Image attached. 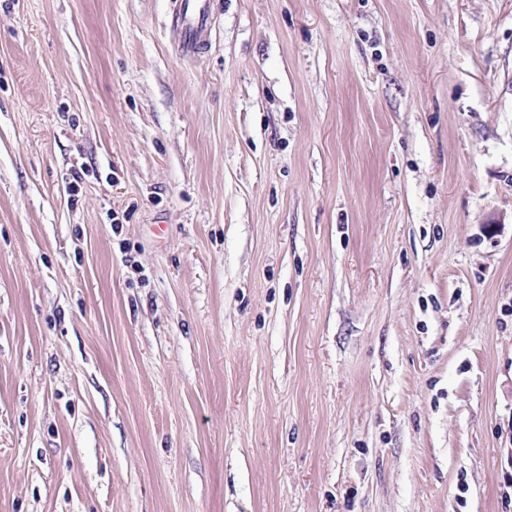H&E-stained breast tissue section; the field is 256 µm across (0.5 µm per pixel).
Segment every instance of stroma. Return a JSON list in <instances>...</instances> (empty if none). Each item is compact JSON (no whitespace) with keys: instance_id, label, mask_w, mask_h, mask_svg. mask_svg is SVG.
Here are the masks:
<instances>
[{"instance_id":"obj_1","label":"stroma","mask_w":512,"mask_h":512,"mask_svg":"<svg viewBox=\"0 0 512 512\" xmlns=\"http://www.w3.org/2000/svg\"><path fill=\"white\" fill-rule=\"evenodd\" d=\"M0 0V512H512V0ZM173 17L178 51L195 56L205 48L210 27L209 0H180Z\"/></svg>"}]
</instances>
